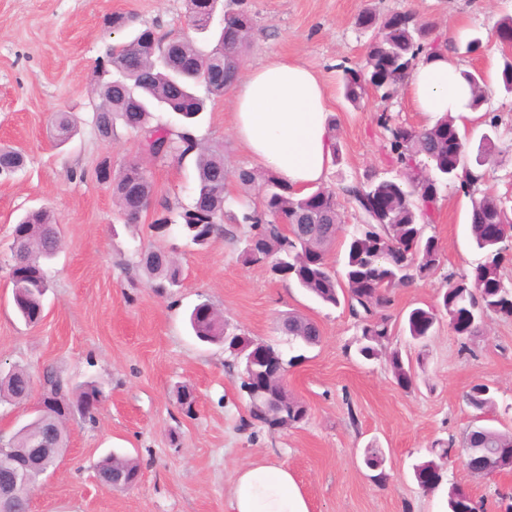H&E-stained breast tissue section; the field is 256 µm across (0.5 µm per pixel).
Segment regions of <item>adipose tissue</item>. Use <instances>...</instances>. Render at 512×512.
I'll return each instance as SVG.
<instances>
[{
    "instance_id": "1",
    "label": "adipose tissue",
    "mask_w": 512,
    "mask_h": 512,
    "mask_svg": "<svg viewBox=\"0 0 512 512\" xmlns=\"http://www.w3.org/2000/svg\"><path fill=\"white\" fill-rule=\"evenodd\" d=\"M462 63L441 51L420 62L408 81L416 111L473 118ZM233 129L252 162L304 193L325 182L332 156L330 101L320 77L279 57L251 68L232 90ZM229 512H309L285 466L249 464L233 482Z\"/></svg>"
}]
</instances>
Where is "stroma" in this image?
<instances>
[{"label": "stroma", "instance_id": "stroma-1", "mask_svg": "<svg viewBox=\"0 0 512 512\" xmlns=\"http://www.w3.org/2000/svg\"><path fill=\"white\" fill-rule=\"evenodd\" d=\"M240 7L253 22L242 68L285 56L320 76L340 148L326 182L332 189L374 173L399 177L388 134L377 123L380 112L416 129L431 123L403 91L386 101L371 90L355 104L346 98L342 70L363 66L376 36L356 24L364 8L383 16L410 12L432 23L468 70L484 73L503 68L496 25L512 15V0H240ZM114 13L133 16L135 27H153L161 36L187 33L203 49L214 45L213 31L191 29L186 0H0V145L26 156L22 171L0 176V366L16 364L35 377L51 367L73 382L96 381L106 395L94 421L77 414L67 421L68 447L53 475L38 484L30 512H227L235 472L260 462L288 467L310 512H447L452 484L480 512H512V470L471 473L459 446L474 418L464 396L477 383L487 384L495 398V428L512 433V320L488 317L483 334L470 340L457 336L444 315L421 343L400 329L413 308L439 307L445 274L467 271L479 260L471 243L470 197L442 188L426 228L441 246V267L391 291L385 313L396 331L386 348L399 351L415 373L413 389H403L386 358L359 356L358 331L346 308L317 302L269 264L243 263L249 227L240 221L238 202L257 199L258 188L227 179L225 232L205 246L156 230L164 206L190 203L195 157H144L140 136L120 125L112 139L98 136L93 111L104 79L100 63L110 45L130 37L106 28ZM460 27L481 38L479 50L467 52L456 41ZM484 109L464 123L472 143L487 133L496 144L480 168L477 190L510 196L512 94L494 85ZM59 112L78 125L64 145L51 126ZM490 112L501 118L494 131L487 125ZM232 121L224 96L208 102L193 129L201 142L223 150L231 173L250 165ZM135 158L144 161L153 196L130 227L96 169L107 160L117 170ZM38 207L53 212L64 245L47 269L53 288L43 318L28 326L13 308L12 230L27 209ZM149 247L178 260L182 286L174 294L153 291L138 267V250ZM204 300L246 337L290 359L286 385L307 408L302 423L271 430L251 420L223 345L200 342L190 332L187 315ZM289 312L317 323L318 345L280 333L279 319ZM183 385L196 397L191 418L177 403ZM441 444L451 447L445 486L422 490L413 467ZM369 448L382 452V467L365 465ZM113 451L138 462L133 488L113 491L98 483L95 465Z\"/></svg>", "mask_w": 512, "mask_h": 512}]
</instances>
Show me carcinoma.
<instances>
[{"instance_id": "obj_1", "label": "carcinoma", "mask_w": 512, "mask_h": 512, "mask_svg": "<svg viewBox=\"0 0 512 512\" xmlns=\"http://www.w3.org/2000/svg\"><path fill=\"white\" fill-rule=\"evenodd\" d=\"M237 2L230 0L224 11V87L210 85V70L216 60L213 52L201 50L189 37L181 39L169 52L162 45V37L146 27L132 40L109 50L107 63L117 77L101 86L100 103L96 106L97 120L107 135L112 133L114 122L120 120L141 137L150 139L158 135L149 144L157 158L196 155L197 183L191 203L176 217L161 218L159 225L177 226L181 235L200 246L223 231L228 170L224 154L202 146L191 127L204 111L206 99L223 96L224 89L237 80L241 54L253 31L251 17L234 8ZM357 26L376 29L379 37L370 44L363 67L343 70L345 95L352 102L362 98L369 87L381 99H391L423 57L440 51L438 39L432 36V26L413 18L400 23L394 13L383 17L366 8L358 15ZM177 77L192 95L197 88L204 87L206 97L200 98L194 111L181 113L183 124L179 130L162 132L150 126L149 118L157 111L178 110L168 97L170 83ZM464 78L473 90L470 107L477 110L487 102L485 80L471 71L464 72ZM54 122L60 142L74 136L76 128L69 115L59 114ZM377 122L389 133L391 158L403 172L399 180L368 175L344 183L336 191L319 187L300 195L272 173L259 177L246 168L234 172L244 187L261 182L259 202L242 201L246 209L243 221L250 225L242 251L244 262L268 260L274 272L291 269L290 279L313 298L333 307H347L361 331L358 352L367 360L380 357L383 343L390 335L388 318L379 315L391 303L388 291L423 278L441 266L438 240L425 236V225L438 209L440 187L451 183L472 194L478 183L474 169L466 162L468 140L455 118L447 115L430 127L415 129L392 122V117L382 112ZM23 165L19 152L0 147V166L21 169ZM112 192L126 223L136 225L138 217L129 208L137 201L148 203L152 195L143 163L134 160L112 173ZM341 196L361 214L362 223L346 242L344 271L339 276L332 270L328 254L341 224ZM507 202L508 197L492 193L471 200L470 233L481 259L466 273L448 274L441 303V311L459 336L479 335L490 315L512 319V284L506 283L502 274V246L484 232V225L508 213ZM14 240L23 266L20 277L10 276L13 305L17 316L31 325L40 320L43 298L50 288L45 266L61 248L52 212L47 208L26 212L15 224ZM139 264L149 276L150 287L157 292L168 294L179 286L181 272L169 253L146 250L139 254ZM437 320L438 310L417 307L408 313L404 331L413 340L428 336ZM188 321L200 341L224 343L226 323L219 315L206 316L194 308ZM281 329L291 341L299 340L309 346L320 342L318 326L294 313L281 319ZM388 363L400 387L413 386L412 367L404 363L399 352H391ZM238 372L240 387L249 394L253 419L270 428L288 429L306 418V407L286 395L280 379L260 375L254 380L242 367ZM30 381L27 370L17 366L0 372V401L20 402L27 398L31 393ZM257 387L281 397L288 406L283 418L270 421L263 417L260 398L253 394ZM41 397L45 399L46 413L15 432L17 448L26 447L30 438L47 431L53 432L55 446L66 447L64 421L75 412L94 419L104 393L94 381L74 385L48 369L43 373ZM465 401L478 414L495 408V400L485 384L472 386ZM500 448L512 449V434L476 422L463 433L465 453L493 454ZM96 469L105 484L115 471L132 478L140 472L137 462L115 453L103 457Z\"/></svg>"}]
</instances>
